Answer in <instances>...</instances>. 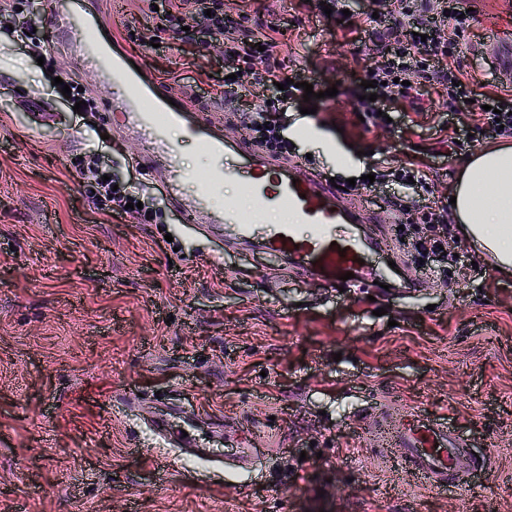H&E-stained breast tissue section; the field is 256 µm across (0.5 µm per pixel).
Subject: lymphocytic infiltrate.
Returning a JSON list of instances; mask_svg holds the SVG:
<instances>
[{"instance_id": "obj_1", "label": "lymphocytic infiltrate", "mask_w": 512, "mask_h": 512, "mask_svg": "<svg viewBox=\"0 0 512 512\" xmlns=\"http://www.w3.org/2000/svg\"><path fill=\"white\" fill-rule=\"evenodd\" d=\"M428 3L429 0H375L376 16H365L359 22V29L381 43L383 54L365 75L366 80L375 81L377 98L358 101V111L367 113L374 124L386 125L384 113L394 93L401 91L402 81L413 85L433 82L448 94L446 109L472 120L485 137H512V93H475V80L464 69L462 40L471 25V13L463 11L461 0H442L444 9L435 14ZM165 9L162 24L139 33L140 44L149 45L154 37L176 31L185 17L197 14L211 34L224 37L225 58L232 63L244 62L254 73L255 85L263 84L264 76L258 67L278 45L273 35L263 34L258 41L234 36L222 0H166ZM272 108L263 95L254 94L248 107L241 110L240 119L244 126L256 131L259 141L284 149L288 142L282 127L270 119ZM80 173L95 184V204H107L110 212L124 213L126 204L135 202L127 185L117 186L105 180L106 170L98 158L88 157Z\"/></svg>"}]
</instances>
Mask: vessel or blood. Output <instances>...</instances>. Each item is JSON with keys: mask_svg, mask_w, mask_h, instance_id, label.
<instances>
[{"mask_svg": "<svg viewBox=\"0 0 512 512\" xmlns=\"http://www.w3.org/2000/svg\"><path fill=\"white\" fill-rule=\"evenodd\" d=\"M51 28L59 34L82 33L83 55L107 83L122 89L124 126L149 144L142 167L164 171L165 199L170 205H177L183 189L195 195L198 208L189 214V222L221 225L228 239L282 258L302 274L319 277L332 288L342 287L341 277L348 272L359 282L377 280L367 258L386 251L389 243L385 238L359 233V225L373 221L364 198L345 202L342 192L308 170L288 168L243 142L229 145L209 131L204 118L188 125L186 131L205 145L209 168L201 177L177 169L174 148L166 134L169 126L183 122L182 108L166 102L165 89L138 73L85 15L54 7ZM227 181L237 182L251 197L254 212L250 220H242L230 205L221 210L212 208L214 191ZM272 208L289 210L294 222L279 225L274 235L255 239L254 224ZM377 431L385 435L405 473L435 492L469 481L486 468L469 453L466 432L451 420L408 411L397 418L382 416Z\"/></svg>", "mask_w": 512, "mask_h": 512, "instance_id": "obj_1", "label": "vessel or blood"}]
</instances>
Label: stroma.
Returning <instances> with one entry per match:
<instances>
[{"label":"stroma","instance_id":"1","mask_svg":"<svg viewBox=\"0 0 512 512\" xmlns=\"http://www.w3.org/2000/svg\"><path fill=\"white\" fill-rule=\"evenodd\" d=\"M52 2L20 0L24 37L0 34V512H512V269L490 265L451 219L434 228L447 236L442 252L395 243L372 258L394 281L419 280L416 293L340 292L185 223L191 199L177 210L161 201L120 113L76 114L52 83L64 71L100 99V76L66 44L30 52L28 34L49 32ZM64 2L93 13L170 98L191 105L189 120L202 111L230 140L248 139L233 115L244 99L211 93L228 69L222 37L191 19L143 47L127 29L153 24L147 0ZM223 2L250 36L279 28L266 98L296 74L318 94L316 113L301 114L299 98L276 115L290 155L347 198L365 196L380 216L367 232L391 235L394 202L430 192L448 205L470 155L492 146L475 131L450 152L439 86L394 102L396 125L366 127L356 94L379 50L314 0ZM463 6L475 16L464 62L477 92L512 87V69L483 53L487 37L512 38V0ZM304 122L313 133L295 131ZM402 150L424 163L427 188L349 186ZM93 154L142 214L95 208L77 172ZM381 404L462 425L487 473L442 494L414 484L368 431ZM162 415L206 444L231 428L263 451L248 471L232 456H190L159 434Z\"/></svg>","mask_w":512,"mask_h":512}]
</instances>
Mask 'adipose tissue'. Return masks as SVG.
<instances>
[{
	"label": "adipose tissue",
	"mask_w": 512,
	"mask_h": 512,
	"mask_svg": "<svg viewBox=\"0 0 512 512\" xmlns=\"http://www.w3.org/2000/svg\"><path fill=\"white\" fill-rule=\"evenodd\" d=\"M453 211L498 267H512V145L475 153L453 190Z\"/></svg>",
	"instance_id": "adipose-tissue-1"
}]
</instances>
